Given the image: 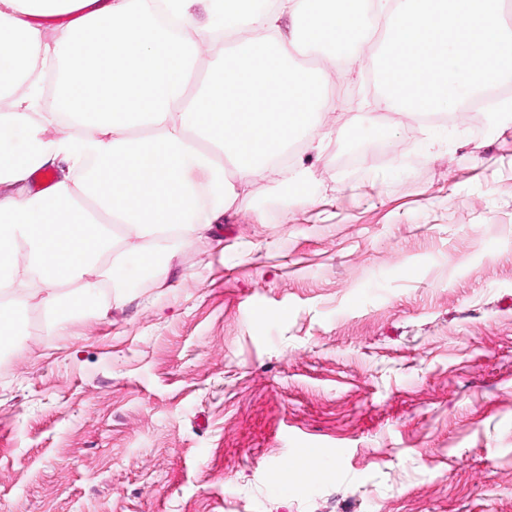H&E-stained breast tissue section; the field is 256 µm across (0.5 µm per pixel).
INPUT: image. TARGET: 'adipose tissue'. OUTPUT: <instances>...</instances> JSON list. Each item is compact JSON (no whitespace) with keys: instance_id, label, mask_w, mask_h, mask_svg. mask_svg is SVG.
I'll return each instance as SVG.
<instances>
[{"instance_id":"1","label":"adipose tissue","mask_w":512,"mask_h":512,"mask_svg":"<svg viewBox=\"0 0 512 512\" xmlns=\"http://www.w3.org/2000/svg\"><path fill=\"white\" fill-rule=\"evenodd\" d=\"M195 0H163L178 23H161L152 0H0V346L12 343L21 310L40 299L57 334L72 320L104 314L121 300L104 280L147 265L172 242L211 232L238 189L263 167L307 203L309 173L285 164L288 148L336 104L322 74L299 62L314 48L351 65L363 58L371 15L385 19L368 57L381 107L418 115L457 111L466 99L502 112L495 91L512 82V15L505 0H209L214 23L198 28ZM294 25L282 32L279 19ZM61 19L55 31L42 16ZM213 58L198 75L192 56ZM420 46L415 72L400 60ZM486 47L469 64L473 44ZM263 68H255V59ZM59 61L54 109L24 107ZM68 115L65 131L45 125ZM68 178L33 194L28 183L55 160ZM150 190L126 196L139 179ZM142 250L116 251L115 235Z\"/></svg>"}]
</instances>
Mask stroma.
Segmentation results:
<instances>
[{
    "label": "stroma",
    "mask_w": 512,
    "mask_h": 512,
    "mask_svg": "<svg viewBox=\"0 0 512 512\" xmlns=\"http://www.w3.org/2000/svg\"><path fill=\"white\" fill-rule=\"evenodd\" d=\"M383 24L328 65L311 202L260 173L106 315L59 336L28 302L0 512H512V112L380 108Z\"/></svg>",
    "instance_id": "35a3bbf8"
}]
</instances>
